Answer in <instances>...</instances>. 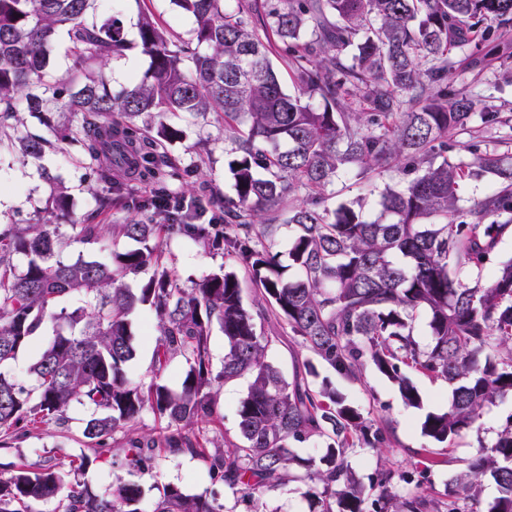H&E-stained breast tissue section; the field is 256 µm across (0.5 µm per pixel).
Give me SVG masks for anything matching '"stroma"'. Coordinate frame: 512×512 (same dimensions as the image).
Listing matches in <instances>:
<instances>
[{
	"mask_svg": "<svg viewBox=\"0 0 512 512\" xmlns=\"http://www.w3.org/2000/svg\"><path fill=\"white\" fill-rule=\"evenodd\" d=\"M143 10L152 13L180 40L192 37L193 18L177 11L169 0H97L95 19L119 17L131 44L125 55L112 58L102 70L112 89L129 86L132 79L141 76L149 66L148 57L137 46V21ZM475 54L483 58L482 67H472L463 54H456L457 65L448 77L449 85L459 91L485 96L488 106L512 117V83L504 79L489 45L476 48ZM15 110L17 120L11 121L0 136V227L38 222L43 216L46 199L59 186L66 191L69 202V216L62 227L61 259L73 261L79 255L91 254L104 261L111 252L131 248V241H116L107 235L96 247L83 245L77 240L79 227L88 222L125 224L147 219V212L135 207L133 201L148 195L151 185L129 175L122 194L112 193L109 184L90 176L77 144L46 149L38 159L23 158L20 137L45 134L47 123L62 124L68 117L59 112L47 118L28 112L21 98L17 99ZM177 123L186 130L187 137L168 151L169 160L181 171L180 176L167 180L169 191L180 195L194 189L220 201L233 197L227 167L232 142L225 139L223 129L218 128L213 119L187 113L182 114ZM507 133V128L492 124L480 126L473 135L459 134L448 156L456 162L471 163L485 153L512 154V141H507ZM163 246L183 285L188 288L218 268L234 271L239 268L233 256L206 252L199 244L179 236L164 238ZM131 321L136 357L127 367V376L131 381L140 382L147 380L152 361L154 313L149 307H138ZM262 325L266 334L274 338L267 359L278 366L286 378H293L296 371L313 365L314 384L330 380L345 402L356 407L364 417L387 422L389 438L383 448L377 451L358 448L350 457L351 466L363 486H370L382 468L409 471L423 491L432 498L444 499L449 477L463 471L467 459L479 446L490 444L505 418L512 414V398L509 397L485 411L478 429L467 432L452 447H444L421 432L425 417L442 412L448 404L451 389L444 380L411 373L420 404L409 407L403 404L397 385L373 365H365L357 378L342 377L316 361L281 321L268 316ZM250 382V377L245 375L220 386L215 401L219 419L201 425L200 439L239 441L236 409L246 396ZM88 415L86 408L76 404L69 408L64 424L29 426L25 438L12 448L0 451V462L22 461L34 468L49 463L68 467L83 448L81 427ZM208 468L209 463L202 456L161 449L156 451L146 472L129 470L117 456L110 461L94 462L82 478L99 495L108 494L116 479L137 481L144 490L141 508L143 512H150L159 487L164 485L176 486L188 495H208L212 489Z\"/></svg>",
	"mask_w": 512,
	"mask_h": 512,
	"instance_id": "stroma-1",
	"label": "stroma"
}]
</instances>
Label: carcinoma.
<instances>
[{
  "label": "carcinoma",
  "instance_id": "obj_1",
  "mask_svg": "<svg viewBox=\"0 0 512 512\" xmlns=\"http://www.w3.org/2000/svg\"><path fill=\"white\" fill-rule=\"evenodd\" d=\"M93 2L0 0V127L14 118L19 95L32 112L67 113L76 124L56 127L55 142L80 144L97 179L112 181L116 160L166 194L162 159L185 138L169 118L212 113L234 144L228 169L236 197L224 200L222 230L189 223L204 211L192 194L164 212L170 224L79 225L85 245L106 233L135 243L105 262L59 258L61 225L52 220L66 216L62 191L47 200L48 219L0 232V367L47 325L55 328L31 366L33 385L0 370V450L25 422L62 424L75 402L92 409L81 431L92 455L71 461L66 472L8 465L0 471V512H30L33 501H56L60 512H141L140 484L120 480L100 497L81 480L90 463L114 455L109 439L118 432L126 464L142 473L161 447L204 456L211 480L234 494L251 497L294 482L314 512H363L365 488L349 458L358 445L382 447L388 427L345 404L326 382L313 390L298 374L288 381L266 360L273 337L245 305L238 274L221 269L185 288L162 238L179 234L210 253L234 255L256 289V305L284 321L335 373L355 377L369 363L412 407L420 398L406 370L448 382L447 408L427 415L422 433L454 443L485 408L512 396V258L483 279L489 255L512 228V155L484 154L471 164L448 158L449 140L474 131L475 120L509 122L479 96L448 88V74L452 50L465 54L477 40L502 43L512 0H239L232 12L224 0H171L194 19L192 39L174 45L141 14L149 67L119 91L95 69L127 49L123 23L112 16L88 21ZM61 27L74 61L66 76L56 75L51 58ZM276 52L296 84L293 94L274 68ZM349 96L368 111H349ZM50 146L33 135L22 152L39 158ZM391 168L403 178L379 193L374 218L360 202L322 205L341 174L369 182ZM472 176H489L497 188L461 209L457 189ZM302 191L306 199L288 208L286 223L297 234L285 267L264 244L273 232L265 215ZM16 254L27 259L19 273ZM142 271L151 275L136 294L125 278ZM463 271L476 274L474 283L461 278ZM77 293L85 306L57 310ZM138 303L154 311L156 336L150 378L133 383L126 377L136 357L129 316ZM420 317L429 336L424 345L415 339ZM215 325L225 344L216 376ZM175 359L186 365L177 392L163 380ZM245 374L251 383L237 409L242 443L204 447L194 429L214 421V383ZM147 410L166 421L160 442L133 431ZM311 438L323 453L303 459L293 444ZM487 476L498 490L487 512H512V414L453 477L448 503L409 488L404 474L380 470L370 486L372 507L476 512ZM153 512H224V503L168 485Z\"/></svg>",
  "mask_w": 512,
  "mask_h": 512
}]
</instances>
